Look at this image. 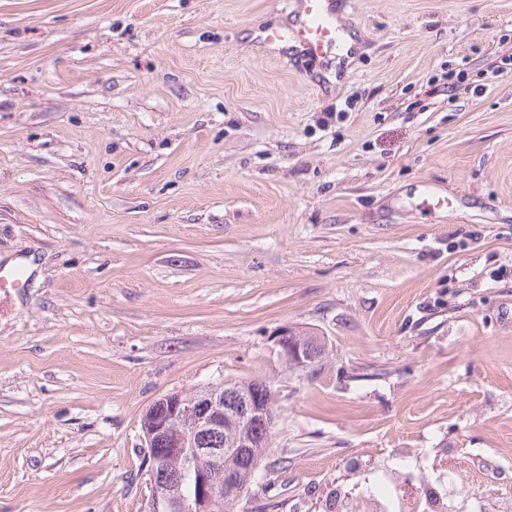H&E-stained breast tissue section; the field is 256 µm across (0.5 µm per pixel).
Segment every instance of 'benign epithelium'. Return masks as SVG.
Instances as JSON below:
<instances>
[{"label": "benign epithelium", "instance_id": "obj_1", "mask_svg": "<svg viewBox=\"0 0 512 512\" xmlns=\"http://www.w3.org/2000/svg\"><path fill=\"white\" fill-rule=\"evenodd\" d=\"M276 345L280 358L293 369H308L319 361L310 353L305 340L288 328L277 337ZM199 396L205 399L201 405L176 392L162 396L149 424L144 427L146 447L166 443L171 457H206L212 465L221 468L224 466V453L234 448L251 447L246 432L248 425L260 424L270 428L274 423L270 408L252 400L244 389L240 391L237 409L229 413L224 411L223 387H208ZM200 430L224 432V447H197L194 435ZM243 497L244 490L237 483H222L210 475H201L190 495L169 499L151 495L149 512H216L224 501H238Z\"/></svg>", "mask_w": 512, "mask_h": 512}]
</instances>
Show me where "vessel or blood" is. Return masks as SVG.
Wrapping results in <instances>:
<instances>
[{"label": "vessel or blood", "instance_id": "obj_1", "mask_svg": "<svg viewBox=\"0 0 512 512\" xmlns=\"http://www.w3.org/2000/svg\"><path fill=\"white\" fill-rule=\"evenodd\" d=\"M344 0H296L287 27L261 29L263 44L280 46L288 57L345 60L352 54L348 29L342 19Z\"/></svg>", "mask_w": 512, "mask_h": 512}]
</instances>
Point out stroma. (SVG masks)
I'll use <instances>...</instances> for the list:
<instances>
[{"instance_id": "35a3bbf8", "label": "stroma", "mask_w": 512, "mask_h": 512, "mask_svg": "<svg viewBox=\"0 0 512 512\" xmlns=\"http://www.w3.org/2000/svg\"><path fill=\"white\" fill-rule=\"evenodd\" d=\"M290 17L0 0V267L34 266L0 289V512H146L148 406L252 378L237 512L383 465L512 491V0H350L339 65L262 49ZM287 327L328 356L290 369Z\"/></svg>"}]
</instances>
